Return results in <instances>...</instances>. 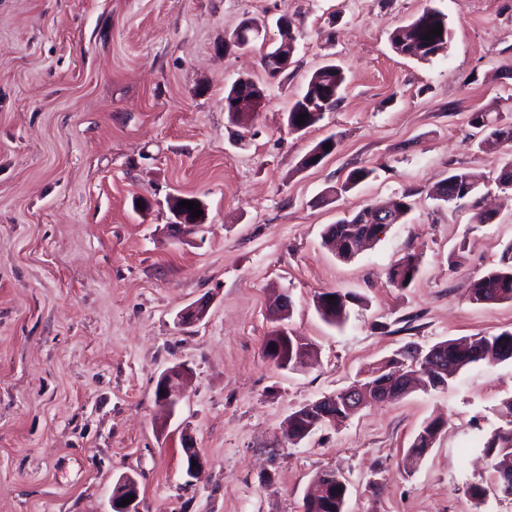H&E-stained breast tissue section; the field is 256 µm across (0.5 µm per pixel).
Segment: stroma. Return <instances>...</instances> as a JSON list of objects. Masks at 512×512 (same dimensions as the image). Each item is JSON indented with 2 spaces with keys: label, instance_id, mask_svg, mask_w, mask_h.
I'll return each instance as SVG.
<instances>
[{
  "label": "stroma",
  "instance_id": "35a3bbf8",
  "mask_svg": "<svg viewBox=\"0 0 512 512\" xmlns=\"http://www.w3.org/2000/svg\"><path fill=\"white\" fill-rule=\"evenodd\" d=\"M429 3L447 50L397 54L392 30ZM282 15L297 27L287 74L268 77L260 47L225 50L247 19L278 39ZM330 62L340 103L289 131L291 103ZM244 74L266 88L247 127L224 110ZM489 105L512 109V0H0V512H108L125 474L138 512H302L324 470L348 480L345 512H512V498L469 497L488 477L486 436L512 417L511 360L295 444L285 434L292 412L403 345L512 331V301L467 294L512 244V192L494 182L506 156L479 149L469 123ZM331 134L336 150L302 167ZM360 167L372 176L341 192ZM458 170L480 193L433 199ZM174 195L204 201L196 232H171ZM403 195L412 211L370 249L346 260L324 245L338 218ZM488 206L493 222L472 223ZM408 254L419 273L399 288L388 271ZM327 290L354 298L343 326L316 310ZM280 291L286 327L313 345L294 370L262 352ZM203 298L205 318L182 325ZM178 363L187 393L166 416L155 387ZM186 434L207 461L193 478ZM441 422L438 419L427 421L419 430L411 445V453L416 457H423L431 448L439 433Z\"/></svg>",
  "mask_w": 512,
  "mask_h": 512
}]
</instances>
